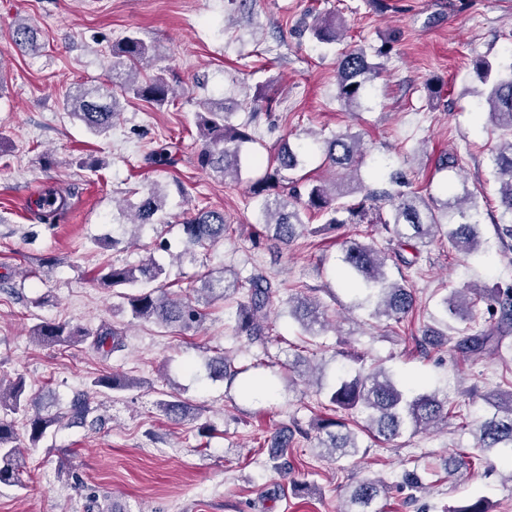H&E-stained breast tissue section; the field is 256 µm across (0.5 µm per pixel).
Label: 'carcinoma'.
<instances>
[{
  "mask_svg": "<svg viewBox=\"0 0 512 512\" xmlns=\"http://www.w3.org/2000/svg\"><path fill=\"white\" fill-rule=\"evenodd\" d=\"M312 37L321 45L333 47L344 36L343 23L334 14L317 16L310 26ZM12 42L33 52L40 48L35 30L19 23L12 32ZM158 57L155 46L132 32L112 45V86L94 88L75 87L66 94L62 107L93 134L100 135L112 127L117 117L118 101L112 87L119 86L122 94L162 107L170 102L173 88L165 76L167 68H157L149 74L146 68ZM383 64L369 61L367 49L356 46L342 51L337 57L336 98L344 106L361 105L374 90V80L379 77ZM484 85L476 109L487 115L499 139L491 146L489 161L499 183L498 202L500 218L494 230L500 240H512V61L492 66L486 60L476 64ZM199 140L196 159L199 167L213 171L223 179L239 178L244 149L255 143L249 124L237 126L229 123V113L224 106L212 102L203 104L198 113ZM324 156V163L335 175H351L352 182L334 178L312 181L300 192L293 187L280 188L288 181L284 170H294L300 165L299 153L285 144L274 156L275 166L252 185V195L262 199L258 222L273 230L271 240L287 247L306 228L307 214L325 219L324 226L334 229L339 224H378L389 242L391 252L377 247L373 242L348 238L342 242L343 267L340 279L362 294V303L371 308V317L399 324L416 307V298L404 283L390 278L387 261L397 269L416 266L429 243L445 239L451 247L466 256L478 253L481 248L480 212L476 195L467 189L456 192L448 186V197L440 203L432 196L416 191L402 190L405 186L399 170L389 173V183L397 186L369 188L364 185L359 169L364 151L360 137L349 132L333 134L317 140ZM359 194L356 203L347 198ZM165 196L156 186L147 189L130 211V223L143 227L156 223L155 216L163 210ZM185 244L191 249L215 246L235 232L226 223L224 211L202 208L196 210L182 224ZM167 277L166 270L150 257L139 265L101 268L99 281L116 289L137 283H151ZM136 319L151 320L167 329L189 331L201 326L206 318L205 307L216 299L236 300L234 335L249 345L259 348L250 366L236 367L233 359L223 351L216 353L208 363L213 378L233 379L249 368L269 365V346L281 342L274 334L271 313L279 303V284L268 274L255 269L243 276L227 271L215 276H204L200 292L194 298L178 299L170 296L163 287L125 296ZM288 316L297 322L301 335L314 339L327 325V306L320 300L299 291L288 296ZM446 319L425 330L423 341L427 345L446 344L454 351L472 360L491 358L500 354L505 341L512 336V283H497L487 304L489 326H469L458 330L455 320H464L474 302L468 289H455L442 299ZM31 337L41 345H66L90 342V347L107 357L125 348L124 331L114 325L102 324L89 331L66 322L44 321L35 326ZM96 393L105 390L120 392L138 386L134 378L112 374L100 375L93 380ZM26 381L18 376L9 384L0 378V486H14L21 482V445L17 431V416L26 415L35 406L25 394ZM160 411L178 423H197L200 433L210 430L202 420L204 409L192 408L175 396L157 402ZM321 406L331 415L320 420L318 447L334 461L355 457L361 447L358 434L344 419L333 417L338 412L362 416L364 430L387 441L408 432H419L448 424V420L461 417L458 407L450 408L436 393L407 388L394 380L389 372L378 367L367 374L345 373L336 384L329 387ZM94 412L88 396L75 397L63 412L42 416L35 414L27 420L29 447L35 448L48 428L66 419L83 424ZM476 453L457 454L447 461L448 478H463L475 461L485 460V453L503 458L512 452V388L498 393L495 411L476 422ZM293 435L281 431L260 444L268 448L271 467L286 471L290 467L288 452ZM390 486L379 480H365L350 492L343 512H370V507L381 496L389 494ZM450 512H491L490 503L484 498L469 499L464 505Z\"/></svg>",
  "mask_w": 512,
  "mask_h": 512,
  "instance_id": "carcinoma-1",
  "label": "carcinoma"
}]
</instances>
